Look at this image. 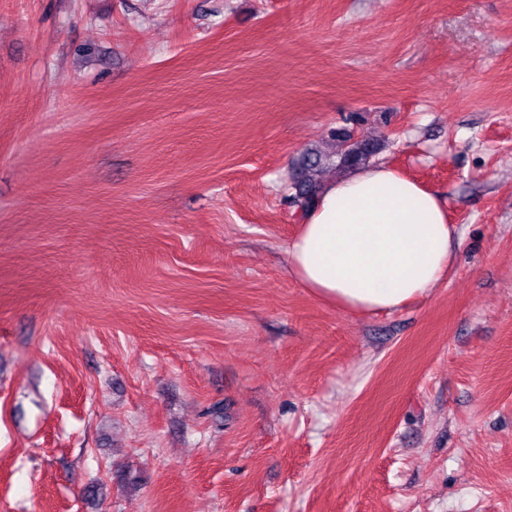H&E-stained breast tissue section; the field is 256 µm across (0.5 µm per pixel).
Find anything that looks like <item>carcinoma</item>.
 <instances>
[{
    "label": "carcinoma",
    "instance_id": "1",
    "mask_svg": "<svg viewBox=\"0 0 512 512\" xmlns=\"http://www.w3.org/2000/svg\"><path fill=\"white\" fill-rule=\"evenodd\" d=\"M331 138L336 140L338 150L336 158L319 151L306 152L292 177L293 193L291 200L304 208L311 207L318 199L323 184L317 180V172L331 165L339 173L346 175L355 169L376 161L384 145L356 133L352 127H339L332 131Z\"/></svg>",
    "mask_w": 512,
    "mask_h": 512
}]
</instances>
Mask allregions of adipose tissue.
Here are the masks:
<instances>
[{"label":"adipose tissue","mask_w":512,"mask_h":512,"mask_svg":"<svg viewBox=\"0 0 512 512\" xmlns=\"http://www.w3.org/2000/svg\"><path fill=\"white\" fill-rule=\"evenodd\" d=\"M457 246L440 195L380 163L326 183L286 255L312 295L369 315L426 297Z\"/></svg>","instance_id":"ef3b65f1"}]
</instances>
